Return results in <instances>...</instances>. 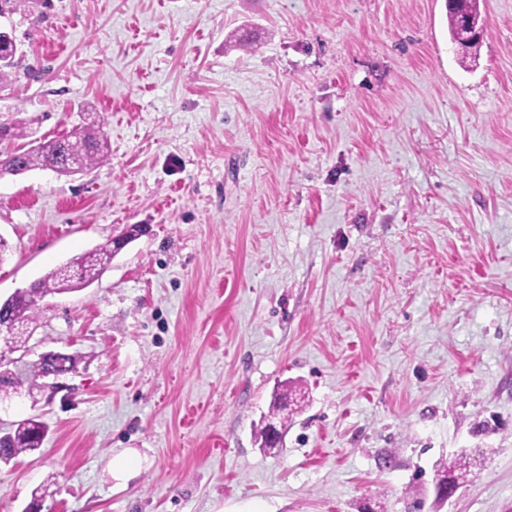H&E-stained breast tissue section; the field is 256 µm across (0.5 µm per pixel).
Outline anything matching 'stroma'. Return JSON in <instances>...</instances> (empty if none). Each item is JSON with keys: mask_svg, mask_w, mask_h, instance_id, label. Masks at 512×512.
<instances>
[{"mask_svg": "<svg viewBox=\"0 0 512 512\" xmlns=\"http://www.w3.org/2000/svg\"><path fill=\"white\" fill-rule=\"evenodd\" d=\"M477 54L445 0H24L0 121L28 149L99 112L110 159L0 176V297L121 233L27 347L81 356L0 401L39 451L0 512H512V0ZM305 387L283 447L255 431ZM127 457L132 471L112 470ZM475 458L466 453H461L449 463H443L440 469L441 478L448 482V485L459 488L460 484L468 480L472 471Z\"/></svg>", "mask_w": 512, "mask_h": 512, "instance_id": "obj_1", "label": "stroma"}]
</instances>
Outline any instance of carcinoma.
Returning <instances> with one entry per match:
<instances>
[{
  "mask_svg": "<svg viewBox=\"0 0 512 512\" xmlns=\"http://www.w3.org/2000/svg\"><path fill=\"white\" fill-rule=\"evenodd\" d=\"M448 33L452 42L468 53L480 45L478 41H465L466 34L461 21L470 18L482 21L479 0H446ZM110 156L107 139L102 130L100 117L95 112L86 113L82 123L66 135L45 141L26 151H15L9 165L0 168V172L12 174L29 171L34 168L50 170L58 175L70 176L69 167L85 173L97 165L108 161ZM115 256L112 241L99 245L91 251L77 257L46 273L29 287L16 290L9 296V320L15 324L16 335L12 337L15 350L25 348L30 335V325L35 323L40 303L49 295L79 291L98 280L111 264ZM78 355L48 351L38 359L19 360L13 370L0 377V393L11 395L15 391H33L43 387L40 380L46 377L50 369L61 373L75 372ZM288 389H283L274 398L269 417L286 425L288 415ZM46 436V426L35 418H26L16 424V428L0 436V461L9 463L23 453L37 450ZM474 459L462 453L452 461L442 464L441 478L448 485L458 488L468 480Z\"/></svg>",
  "mask_w": 512,
  "mask_h": 512,
  "instance_id": "1",
  "label": "carcinoma"
}]
</instances>
